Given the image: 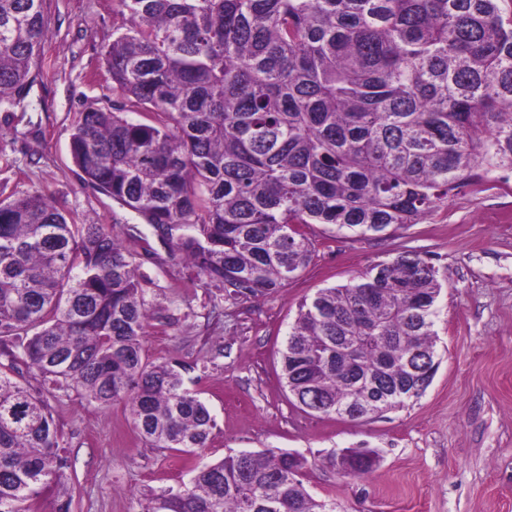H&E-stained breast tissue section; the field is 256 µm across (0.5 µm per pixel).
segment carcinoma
I'll return each mask as SVG.
<instances>
[{"label": "carcinoma", "mask_w": 512, "mask_h": 512, "mask_svg": "<svg viewBox=\"0 0 512 512\" xmlns=\"http://www.w3.org/2000/svg\"><path fill=\"white\" fill-rule=\"evenodd\" d=\"M104 57L118 98L81 113L83 184L141 216L193 287L265 296L313 261L301 231L385 238L460 187L512 173V0H117ZM43 0H0V110H27ZM135 113L139 119L128 118ZM136 254L39 189L0 191V512H72L46 393L120 404L153 448L196 455L215 421L181 363L143 345ZM438 271L415 252L305 299L281 353L318 417L364 421L419 398L436 364ZM38 386L20 381L19 365ZM329 462L344 477L372 466ZM308 460L239 452L149 491L142 512H335Z\"/></svg>", "instance_id": "cac0c4a2"}]
</instances>
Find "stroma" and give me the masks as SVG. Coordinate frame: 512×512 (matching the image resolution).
<instances>
[{
  "label": "stroma",
  "mask_w": 512,
  "mask_h": 512,
  "mask_svg": "<svg viewBox=\"0 0 512 512\" xmlns=\"http://www.w3.org/2000/svg\"><path fill=\"white\" fill-rule=\"evenodd\" d=\"M50 31L24 118L0 117V183L41 189L88 222L119 215L112 232L136 251L153 320L144 347L184 364L186 383L216 425L204 461L241 451L305 456L304 485L336 512H512V179L492 174L461 187L448 209L386 238H332L307 227L316 255L276 293L223 303L187 286L153 229L111 198L82 186L69 154L80 113L116 98L102 51L123 23L115 0H44ZM404 251L435 266L438 368L425 393L365 422L305 412L280 383V351L299 303ZM178 325H164L169 302ZM76 487L73 512H140L152 489L191 473L181 453L146 445L122 406L103 408L75 391L51 397ZM370 448L369 474L344 477L327 457Z\"/></svg>",
  "instance_id": "35a3bbf8"
}]
</instances>
